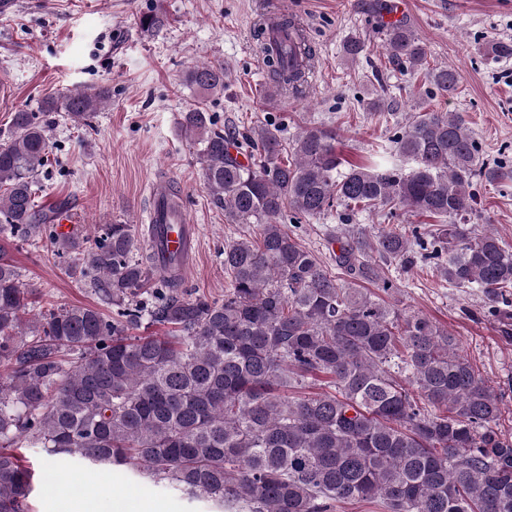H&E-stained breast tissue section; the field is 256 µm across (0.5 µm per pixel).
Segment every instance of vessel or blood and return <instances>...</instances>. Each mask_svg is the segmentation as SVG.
Here are the masks:
<instances>
[{
	"label": "vessel or blood",
	"instance_id": "vessel-or-blood-1",
	"mask_svg": "<svg viewBox=\"0 0 512 512\" xmlns=\"http://www.w3.org/2000/svg\"><path fill=\"white\" fill-rule=\"evenodd\" d=\"M150 220L160 228L161 247L182 259L191 257L197 245L198 227L187 218L183 202L172 201L166 192H156Z\"/></svg>",
	"mask_w": 512,
	"mask_h": 512
}]
</instances>
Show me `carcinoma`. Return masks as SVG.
<instances>
[{
    "instance_id": "carcinoma-1",
    "label": "carcinoma",
    "mask_w": 512,
    "mask_h": 512,
    "mask_svg": "<svg viewBox=\"0 0 512 512\" xmlns=\"http://www.w3.org/2000/svg\"><path fill=\"white\" fill-rule=\"evenodd\" d=\"M385 48L404 71L453 96L459 73L432 67L406 23L384 29ZM257 50L270 98H295L317 65L292 14L263 19ZM480 51L512 58V40ZM224 65L192 67L185 82L203 95L224 91ZM110 97L83 88L43 101L85 124ZM201 104L180 126L199 145L205 187L229 224L256 234L224 245V298L184 292L180 260L160 268L128 224L94 238L60 234L35 202L48 165L49 127L34 112L12 118L0 143V512H30L46 477L13 449L27 445L132 477L218 512H337L378 500L386 512H512V409L458 350L456 337L415 312L357 287L389 281L367 258L368 243L336 234L332 273L285 228L331 214L401 210L438 219L426 233L390 228L373 249L388 262L414 252L440 280L478 288L488 313L512 326V250L492 231L462 227L475 212L472 181L486 169L460 112H415L393 139L401 161L338 171L336 133L321 126L284 139L264 125L238 138L212 129ZM47 240L73 258L69 274L118 309L34 313L33 286L4 256L12 242ZM160 279L161 287L149 289ZM163 325L170 336H130ZM325 390L308 393L309 381Z\"/></svg>"
}]
</instances>
